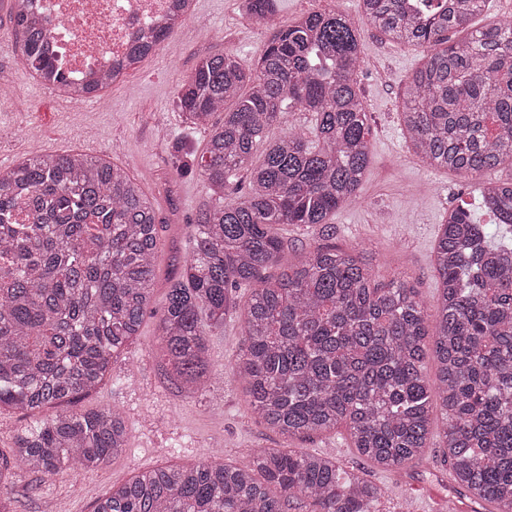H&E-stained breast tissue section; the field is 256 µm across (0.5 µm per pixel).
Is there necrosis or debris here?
I'll return each instance as SVG.
<instances>
[{"mask_svg":"<svg viewBox=\"0 0 512 512\" xmlns=\"http://www.w3.org/2000/svg\"><path fill=\"white\" fill-rule=\"evenodd\" d=\"M46 25L44 51L67 81L87 88V102L107 99L101 78L118 69L132 49L162 30L177 0H26Z\"/></svg>","mask_w":512,"mask_h":512,"instance_id":"1","label":"necrosis or debris"}]
</instances>
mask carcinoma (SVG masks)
<instances>
[{"label":"carcinoma","mask_w":512,"mask_h":512,"mask_svg":"<svg viewBox=\"0 0 512 512\" xmlns=\"http://www.w3.org/2000/svg\"><path fill=\"white\" fill-rule=\"evenodd\" d=\"M276 0H240L265 24L260 58L245 66L209 55L177 91L187 127L208 131L198 155L176 147L211 206L196 216L183 273L168 282L159 323L163 376L192 395L212 366L200 315L236 310L245 350L233 376L270 428L304 438L344 424L359 455L386 469L419 457L434 410L443 420L450 476L466 497L512 512V183H480L484 223L459 201L434 247L441 282L428 314L404 280L374 284L365 249L317 246L279 277L289 224H324L352 203L369 165L370 127L355 75L360 30L314 10L288 25ZM486 0H361L387 41L430 50L400 93L406 142L427 166L479 177L512 162V22L471 29ZM23 56L45 85L79 101L42 49L43 29L23 0L10 7ZM451 31H465L460 40ZM224 113L215 123L213 115ZM312 117V136L273 125ZM262 161L255 163L256 153ZM247 176L251 193L224 201ZM22 214L30 224H17ZM152 199L123 167L81 153L33 152L0 169V409L33 412L96 389L135 340L156 279ZM438 363L423 372L427 352ZM128 447L114 409L62 411L25 427L0 455V512H11L17 471L95 469ZM382 487L303 448H259L251 466L202 461L140 472L94 512H378Z\"/></svg>","instance_id":"carcinoma-1"}]
</instances>
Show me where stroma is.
I'll return each instance as SVG.
<instances>
[{"label": "stroma", "instance_id": "1", "mask_svg": "<svg viewBox=\"0 0 512 512\" xmlns=\"http://www.w3.org/2000/svg\"><path fill=\"white\" fill-rule=\"evenodd\" d=\"M328 5L361 30L364 65L357 83L370 123V163L358 200L337 209L327 226L286 228L282 260L294 261L297 254L320 244L344 251L368 249L374 255L376 284L406 278L428 312H435L440 281L433 248L444 212L459 197L478 204V193L471 177L428 167L405 143L399 93L421 65L422 49L388 42L364 18L360 0H278V19L288 23ZM173 33L181 40L179 52L144 61L125 83L112 87L104 111L92 104L78 110L66 97L43 94L18 39L6 40L0 53V167H12L26 157L34 134L45 154L108 157L144 180L156 201L159 229L158 283L137 340L110 377L67 405L75 412L119 410L127 422L128 448L92 471L77 467L51 478L17 473L11 494L14 512H42L48 501L56 512H93L112 486L139 472L204 460L243 468L249 466L254 449L286 446L331 455L343 469L362 470L385 490L379 512H433L438 497L449 510L455 494L448 484L440 420L432 422L425 452L400 470L366 461L343 426L291 441L266 428L232 375L245 347L237 314L227 316L223 324L204 327L214 372L205 389L184 396L163 384L157 323L164 311L165 283L179 269L196 215L207 200L196 174L177 172L172 146L185 139L200 153L208 134L186 129L172 102L201 58L226 53L248 65L262 54L267 40L265 28L240 9L238 0H196L195 18L179 20Z\"/></svg>", "mask_w": 512, "mask_h": 512}]
</instances>
